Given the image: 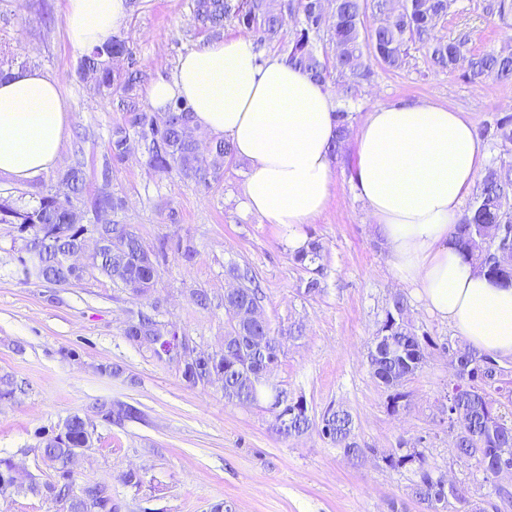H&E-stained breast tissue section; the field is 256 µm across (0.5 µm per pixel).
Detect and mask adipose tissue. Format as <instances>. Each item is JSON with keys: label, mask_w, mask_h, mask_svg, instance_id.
I'll return each instance as SVG.
<instances>
[{"label": "adipose tissue", "mask_w": 512, "mask_h": 512, "mask_svg": "<svg viewBox=\"0 0 512 512\" xmlns=\"http://www.w3.org/2000/svg\"><path fill=\"white\" fill-rule=\"evenodd\" d=\"M127 0H67L74 49L111 38ZM165 111L187 101L193 123L229 140L248 166L242 206L277 225L291 252L306 247L304 227L324 211L334 174L336 101L285 57L262 56L241 34L184 54L172 79L146 89ZM69 104L59 83L37 68L0 78V175L27 180L60 156ZM354 188L368 207L395 278L417 288L424 306L452 323L471 346L512 357V284L477 272L456 244L485 158L472 121L429 102L376 106L354 128Z\"/></svg>", "instance_id": "1"}]
</instances>
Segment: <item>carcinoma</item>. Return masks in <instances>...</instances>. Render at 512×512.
Instances as JSON below:
<instances>
[{
    "mask_svg": "<svg viewBox=\"0 0 512 512\" xmlns=\"http://www.w3.org/2000/svg\"><path fill=\"white\" fill-rule=\"evenodd\" d=\"M322 0H191L195 24L218 37L228 21H236L258 35L261 42H281L284 14L299 19V29L284 52L288 63L323 83L334 79L342 82L343 95L352 85L367 82L372 76V62L391 68L406 64L409 47L418 44L425 49L432 66L452 72L460 57L467 59L463 77L475 80L492 77L512 82V53L493 50L473 53L465 40H444L434 34L440 19L448 15L454 0H333L334 10L324 24L314 15ZM486 11L505 21L512 15V0H492ZM376 23L366 29V13ZM132 56L127 41L113 36L85 53L80 61L79 75L90 89L99 94L120 93L123 109L121 121L112 125L102 164L94 174L95 190L86 192L88 173L81 160L74 161L58 174L67 196L60 198L50 189L29 196L0 199V224H29L41 234L38 258L20 250L18 261L26 278L68 284L81 277L83 269L64 267L61 258L74 255L82 248V228L74 225L71 208L81 206L82 212L93 215L95 223L123 208V200L112 193V170L125 159L131 137H138L147 168L158 172L174 171L187 181L206 188L224 175V164L234 158L233 149L225 139L206 137L198 127L187 128L173 119L174 113L191 107L182 100L173 102L166 111L155 112L140 104L138 87L141 72L132 67L119 71L114 61ZM495 137L501 147L512 150V117L499 122ZM499 224L512 225V163L492 162L484 171L476 196L457 224L456 243L477 267L494 279L512 283V271L499 269L493 260L491 233ZM112 251L127 259L118 268L110 265L104 254L93 264L114 282H120L136 297H145L160 278L158 266L152 264L148 249L129 224H112ZM324 247L317 239L308 248L297 252L294 260L311 267L312 276L305 281L304 292H322L321 276ZM224 308L234 312L231 331L224 337L218 351H198L186 359L179 372L191 387L222 383L224 400L229 404H254L275 399L286 404L288 426L282 433L295 438L310 427L306 406L289 402L285 391L269 383L267 373L279 360V341L268 323L256 318L259 310L257 289L239 287L224 300ZM407 300L392 297L368 351L372 376L388 392L387 407L398 413L407 407L406 394L399 387L422 369L432 342L417 333L414 326L402 319ZM149 336L147 343L161 362L168 357L169 333L163 322L142 311L125 323L124 337ZM451 362L459 371L468 372L472 384L464 395V421L453 430L451 450L459 457L470 458L484 474V481L494 480L502 452H512V373L494 377L481 372V364L490 354L467 343L448 349ZM101 419L121 426L138 419L141 411L130 404L93 405ZM62 433L54 438L40 436L38 445L42 462L56 473L53 481H41L36 475L16 466L12 458L0 457V500L26 493L51 501L55 512H121L122 505L112 496V487L104 482L86 481L80 494H73L75 481L70 470L72 456L94 442L95 428L84 417L73 414L65 420ZM353 429L351 415L329 410L322 418L321 434L331 443L344 448L353 461L364 457L365 449L350 440ZM384 465L394 471L409 470L414 479L409 496L424 512H453L448 503V490L440 481L436 463L416 448H392L381 455Z\"/></svg>",
    "mask_w": 512,
    "mask_h": 512,
    "instance_id": "1",
    "label": "carcinoma"
}]
</instances>
